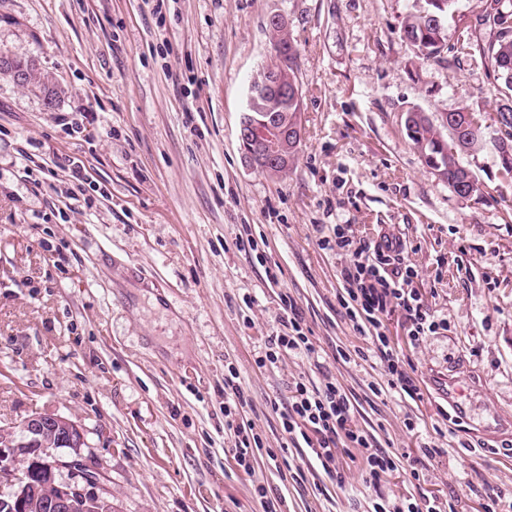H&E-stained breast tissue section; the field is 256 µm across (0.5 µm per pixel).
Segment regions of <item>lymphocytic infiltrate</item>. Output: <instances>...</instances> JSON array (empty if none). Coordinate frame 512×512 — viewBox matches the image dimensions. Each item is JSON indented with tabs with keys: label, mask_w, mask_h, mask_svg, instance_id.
I'll return each mask as SVG.
<instances>
[{
	"label": "lymphocytic infiltrate",
	"mask_w": 512,
	"mask_h": 512,
	"mask_svg": "<svg viewBox=\"0 0 512 512\" xmlns=\"http://www.w3.org/2000/svg\"><path fill=\"white\" fill-rule=\"evenodd\" d=\"M338 249L355 247L357 254H368V261L354 263L342 272L344 294L339 304L350 320L365 319L376 334L373 344L382 362L387 365L389 388L416 394L417 389L409 375L406 363L394 354L387 336L380 333L379 314L388 307L402 308L410 322L409 334L413 341L422 342L436 333L441 323L427 312L422 299L410 284L414 272L406 265L403 244L399 238L381 235L379 241L355 243L350 225L333 227ZM283 314L280 327L265 340V352L258 357V367L276 363L280 354H312L313 344L301 327V317L288 294H281ZM290 395L278 415L282 432L291 443H304L323 472L344 485L345 470L338 455V447L358 449L362 457L361 477L366 486L379 487L384 478L394 470L395 464L385 449L375 447L372 439L354 426L351 414L353 403L349 395L331 375H324L318 384L296 379L289 386ZM250 401L241 385L236 367L224 371V418L227 431L232 434L228 455L243 472H251V460L262 441L253 427L237 423L240 411Z\"/></svg>",
	"instance_id": "f902f5d3"
}]
</instances>
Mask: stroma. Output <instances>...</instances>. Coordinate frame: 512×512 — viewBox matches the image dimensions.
<instances>
[{
  "label": "stroma",
  "instance_id": "stroma-1",
  "mask_svg": "<svg viewBox=\"0 0 512 512\" xmlns=\"http://www.w3.org/2000/svg\"><path fill=\"white\" fill-rule=\"evenodd\" d=\"M422 4L168 0L156 15L144 0H0V51L51 79L46 90L0 74V427L37 412L82 423L116 512H261L258 485L279 488L283 512H370L411 495L453 512L512 503V175L492 144L501 94L478 51L495 37L490 0H456L439 61L416 60L400 37ZM275 11L303 93L283 179L248 170L238 140L249 79L274 61ZM464 36L478 47L456 53ZM463 106L488 122L484 147L460 157L479 198L431 174L404 130L409 108L436 122ZM84 114L78 134L56 122ZM60 155L85 164L79 200L50 187ZM337 224L399 237L425 309L447 324L415 344L402 308L380 316L418 398L387 389L371 338L338 303L358 256L322 246ZM244 234L266 264L237 249ZM284 292L315 352L257 367ZM228 364L252 402L240 419L264 445L248 474L224 456ZM326 373L396 462L379 488L360 462L340 487L308 448L282 445L272 401ZM279 459L307 463V482L281 484Z\"/></svg>",
  "mask_w": 512,
  "mask_h": 512
}]
</instances>
